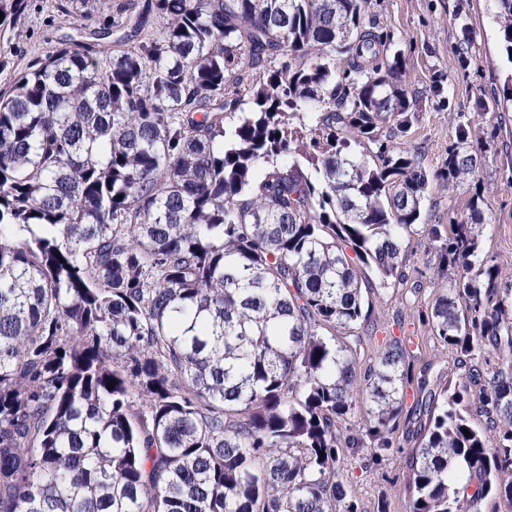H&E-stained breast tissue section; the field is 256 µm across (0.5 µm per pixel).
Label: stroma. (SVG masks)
I'll return each instance as SVG.
<instances>
[{"label":"stroma","mask_w":512,"mask_h":512,"mask_svg":"<svg viewBox=\"0 0 512 512\" xmlns=\"http://www.w3.org/2000/svg\"><path fill=\"white\" fill-rule=\"evenodd\" d=\"M368 16L387 32L390 53L406 63L413 114L406 140L421 166L433 173L445 163L455 139L449 116L456 112L464 113L470 141L480 150L476 172L455 189L431 181L422 224L448 231L450 220H467L473 198H481L487 224L482 253L512 272V62L491 0H371ZM73 34L61 22L56 0H26L14 24L0 25V83ZM405 270L407 285L375 287L374 328L363 338L372 346L419 338L415 369H427L433 380L447 378L453 358L423 323L435 290L419 235L410 237ZM416 446L401 430L387 456L377 460L365 449L351 463L353 488L367 512H376L382 500L390 502L391 512H404L408 458Z\"/></svg>","instance_id":"1"}]
</instances>
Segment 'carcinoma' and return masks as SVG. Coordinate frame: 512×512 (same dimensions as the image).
Here are the masks:
<instances>
[{"label":"carcinoma","mask_w":512,"mask_h":512,"mask_svg":"<svg viewBox=\"0 0 512 512\" xmlns=\"http://www.w3.org/2000/svg\"><path fill=\"white\" fill-rule=\"evenodd\" d=\"M368 2L146 0L110 44L133 4L58 0L104 23L0 87V512H364L349 453L401 425L406 512L512 507V273L477 204L420 230L461 374L359 335L430 184Z\"/></svg>","instance_id":"carcinoma-1"}]
</instances>
